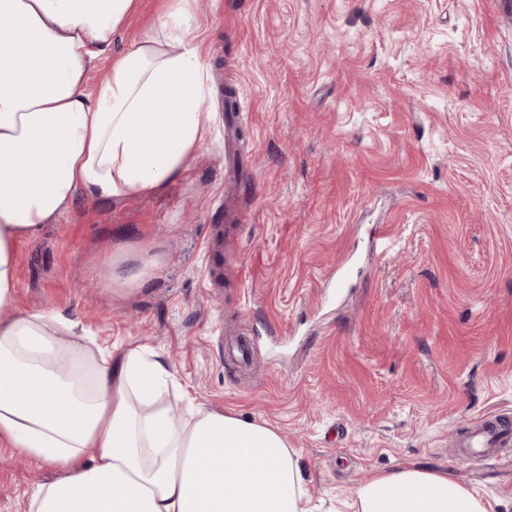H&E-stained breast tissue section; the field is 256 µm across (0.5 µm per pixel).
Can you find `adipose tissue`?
<instances>
[{
  "mask_svg": "<svg viewBox=\"0 0 512 512\" xmlns=\"http://www.w3.org/2000/svg\"><path fill=\"white\" fill-rule=\"evenodd\" d=\"M139 0H0V445L59 470L28 512H309L297 450L266 423L189 406L141 346L113 354L80 319L18 311V246L80 196L160 190L207 143L213 116L192 0L113 52ZM108 59L106 79L87 73ZM355 512H488L443 472L360 484Z\"/></svg>",
  "mask_w": 512,
  "mask_h": 512,
  "instance_id": "1",
  "label": "adipose tissue"
}]
</instances>
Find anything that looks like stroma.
Instances as JSON below:
<instances>
[{
  "label": "stroma",
  "mask_w": 512,
  "mask_h": 512,
  "mask_svg": "<svg viewBox=\"0 0 512 512\" xmlns=\"http://www.w3.org/2000/svg\"><path fill=\"white\" fill-rule=\"evenodd\" d=\"M195 20L208 143L165 189L79 200L20 244L17 308L147 346L206 408L277 429L320 512L405 466L512 512V443L460 446L512 421V0H199ZM57 476L0 447V512ZM490 421L482 422L473 433L463 440L465 448H471V453L474 459L482 458V448H486L490 442L497 438L503 431L492 430L487 427Z\"/></svg>",
  "instance_id": "stroma-1"
}]
</instances>
